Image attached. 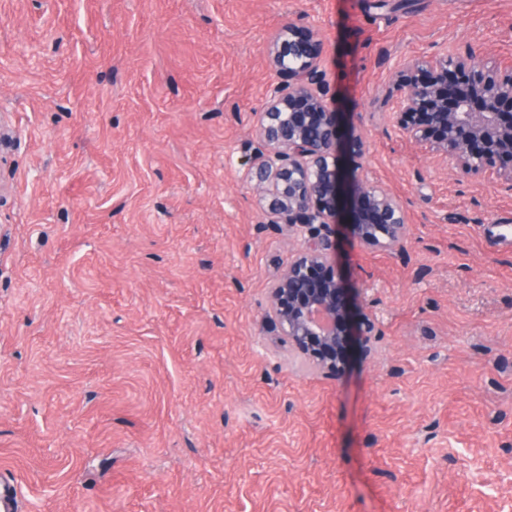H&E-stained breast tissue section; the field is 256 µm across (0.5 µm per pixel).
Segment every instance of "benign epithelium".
<instances>
[{"label":"benign epithelium","mask_w":512,"mask_h":512,"mask_svg":"<svg viewBox=\"0 0 512 512\" xmlns=\"http://www.w3.org/2000/svg\"><path fill=\"white\" fill-rule=\"evenodd\" d=\"M281 81L257 113L260 147L246 181L271 196V224L307 229L300 254L270 287L269 313L288 343L326 376L345 371L350 351L367 353L378 317L355 302L337 271L336 227L360 244L392 251L406 238L405 203L345 168L363 141L341 142L342 113L326 99L323 43L294 23L274 38ZM398 134L464 177L512 188V70L471 49L405 61L392 103Z\"/></svg>","instance_id":"1"}]
</instances>
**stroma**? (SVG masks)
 I'll list each match as a JSON object with an SVG mask.
<instances>
[{
	"instance_id": "1",
	"label": "stroma",
	"mask_w": 512,
	"mask_h": 512,
	"mask_svg": "<svg viewBox=\"0 0 512 512\" xmlns=\"http://www.w3.org/2000/svg\"><path fill=\"white\" fill-rule=\"evenodd\" d=\"M315 26L407 240L336 234L380 319L330 378L268 316L307 232L245 181ZM512 69V0H0V478L22 512H512V191L398 138L409 57Z\"/></svg>"
}]
</instances>
